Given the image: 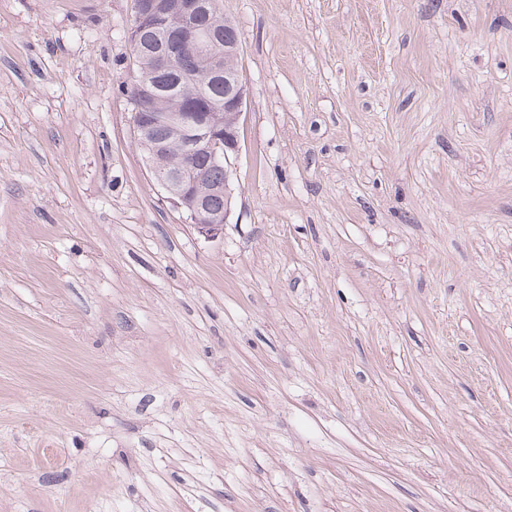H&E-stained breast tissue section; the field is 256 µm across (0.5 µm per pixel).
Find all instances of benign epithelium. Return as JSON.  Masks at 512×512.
I'll use <instances>...</instances> for the list:
<instances>
[{
    "label": "benign epithelium",
    "instance_id": "1",
    "mask_svg": "<svg viewBox=\"0 0 512 512\" xmlns=\"http://www.w3.org/2000/svg\"><path fill=\"white\" fill-rule=\"evenodd\" d=\"M214 7L211 0H135V10L128 38L137 73L128 86V103L132 108L134 133L138 141H146L159 123H167L182 130L187 161L179 169L163 171L154 158L148 159L149 170L166 199L200 232L209 237L223 234L230 214V180L232 159L239 152V124L244 114L246 98L237 64L240 50L236 43L218 45L216 34L202 22ZM172 17L182 20L186 42L198 50L202 69L193 78L204 88L216 81H224V119L213 122L211 112H144L140 103L158 93L159 76L175 67V57L168 46L165 23ZM151 58V66L142 65L144 56ZM209 155L224 165V184L212 192L224 195V210L214 211L205 196L196 190L204 175L193 164L198 153Z\"/></svg>",
    "mask_w": 512,
    "mask_h": 512
}]
</instances>
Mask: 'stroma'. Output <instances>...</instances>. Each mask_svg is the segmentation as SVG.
<instances>
[{"mask_svg": "<svg viewBox=\"0 0 512 512\" xmlns=\"http://www.w3.org/2000/svg\"><path fill=\"white\" fill-rule=\"evenodd\" d=\"M221 5L208 239L134 0H0V512H512V0ZM213 7V2L208 0H135L128 38L137 73L127 87V100L132 108L133 128L138 142H146L152 129L162 122L184 133L187 161L181 168L172 169L183 161L182 136L179 131L168 126L157 128L154 136L165 141L167 150L162 157L165 165L172 170L160 171L156 164L154 158H157L156 153L162 147L158 141L154 142L155 157L151 152L148 166L172 206L184 213L190 223L209 237L223 234L224 224L230 214L232 159L239 152V124L246 106L244 85L237 67L240 53L237 32L224 19V12L220 8L211 11ZM209 13L210 25L220 35L224 47L218 45L216 34L202 22V18ZM172 17L182 20L186 42L197 49L201 57L202 69L193 78V82L201 87V93L204 94L207 84L224 78V82L214 85L211 90L213 98L224 101V110L208 108L206 112H189L199 108V99L189 90H184L175 96L160 92L156 99L146 102L145 112H142L140 103L158 93L159 76L175 67V57L168 46L165 29L166 21ZM145 31L153 34L154 40L150 45L141 39ZM146 54L151 58L150 67L141 63ZM229 64L235 67L230 69ZM213 112H217L214 114L215 120L224 119L214 123ZM200 152L209 155L214 162L224 164L215 165L207 155H200L196 160L206 175V182L199 190L208 194V202L213 210L208 206L206 197L196 190L197 184L204 179V175L193 164L195 155ZM210 189L222 195L212 194ZM220 209L224 211H214Z\"/></svg>", "mask_w": 512, "mask_h": 512, "instance_id": "stroma-1", "label": "stroma"}]
</instances>
